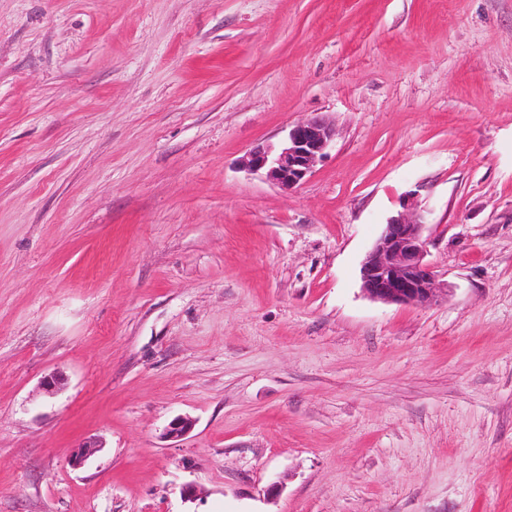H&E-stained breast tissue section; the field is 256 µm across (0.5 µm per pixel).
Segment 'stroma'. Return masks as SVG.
<instances>
[{"instance_id": "obj_1", "label": "stroma", "mask_w": 512, "mask_h": 512, "mask_svg": "<svg viewBox=\"0 0 512 512\" xmlns=\"http://www.w3.org/2000/svg\"><path fill=\"white\" fill-rule=\"evenodd\" d=\"M0 512H512V0H0ZM333 138L334 130L330 123L314 117L292 126L278 145L250 151L242 166L252 173L262 174L280 189L290 191L306 179L318 161L327 156ZM416 192L406 194L402 211L385 224L362 262L363 288L375 300L422 306L432 303L441 289L426 260V223L415 209Z\"/></svg>"}]
</instances>
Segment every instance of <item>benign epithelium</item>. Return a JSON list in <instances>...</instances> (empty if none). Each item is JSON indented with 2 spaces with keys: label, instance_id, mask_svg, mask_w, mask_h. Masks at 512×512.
<instances>
[{
  "label": "benign epithelium",
  "instance_id": "benign-epithelium-1",
  "mask_svg": "<svg viewBox=\"0 0 512 512\" xmlns=\"http://www.w3.org/2000/svg\"><path fill=\"white\" fill-rule=\"evenodd\" d=\"M334 138L326 120L314 117L292 126L276 146L250 151L242 166L262 174L284 191L300 185L315 164L325 158ZM412 190L401 204L402 211L391 217L361 266L364 290L370 297L386 303L427 305L439 291L437 276L426 260V223L416 212Z\"/></svg>",
  "mask_w": 512,
  "mask_h": 512
}]
</instances>
